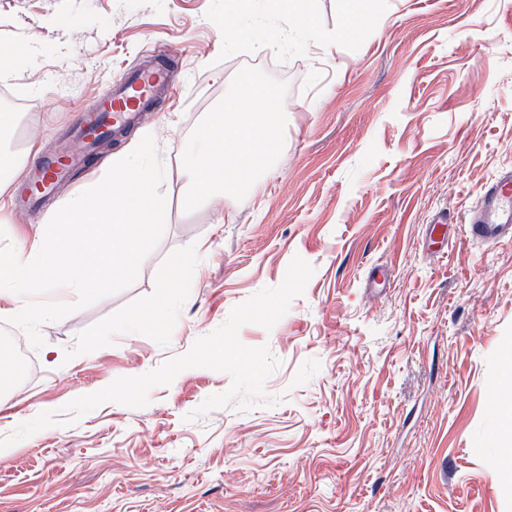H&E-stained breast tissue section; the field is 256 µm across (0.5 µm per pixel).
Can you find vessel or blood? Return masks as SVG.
<instances>
[{
  "label": "vessel or blood",
  "instance_id": "1",
  "mask_svg": "<svg viewBox=\"0 0 512 512\" xmlns=\"http://www.w3.org/2000/svg\"><path fill=\"white\" fill-rule=\"evenodd\" d=\"M171 89L170 64L155 56H147L105 92L94 108L81 114L77 133L84 141L87 153L94 152L100 140L135 126L141 112L156 105ZM85 166V156L39 159L32 172V181L39 189L25 195L24 203L36 204L41 192L56 182L70 179L74 172ZM465 232L479 243L512 240V171L502 173L486 186L480 203L465 217Z\"/></svg>",
  "mask_w": 512,
  "mask_h": 512
}]
</instances>
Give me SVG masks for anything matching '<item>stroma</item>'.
I'll return each instance as SVG.
<instances>
[{
  "mask_svg": "<svg viewBox=\"0 0 512 512\" xmlns=\"http://www.w3.org/2000/svg\"><path fill=\"white\" fill-rule=\"evenodd\" d=\"M0 103L21 108L0 147L20 162L0 193L27 185L29 144L82 153L69 127L149 48L167 52L173 103L60 184L11 207L21 245L67 197L102 180L143 131L165 170L166 227L137 280L59 321L28 350L35 377L0 388V437L40 412L55 423L0 451V512H512V445L495 384L512 354V242L477 244L464 217L512 170V0H0ZM287 81L285 144L259 189L218 209L183 207L181 149L243 68ZM447 219L446 234L431 233ZM187 265L163 292L165 257ZM314 268L272 328L241 342L280 362L272 407L196 415L229 374L180 372L150 403L65 406L187 353L231 310ZM164 307L166 335L134 330ZM111 330H103L104 321Z\"/></svg>",
  "mask_w": 512,
  "mask_h": 512,
  "instance_id": "obj_1",
  "label": "stroma"
}]
</instances>
